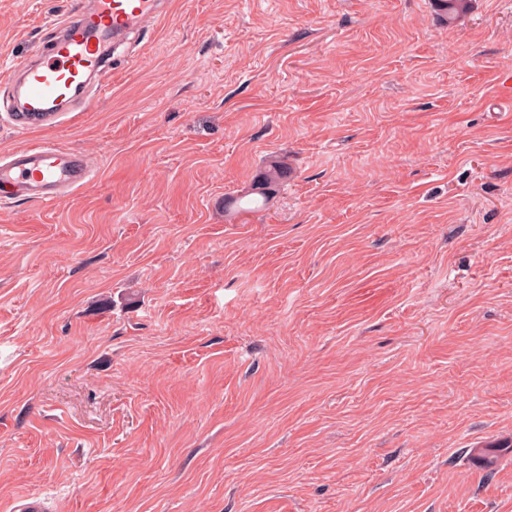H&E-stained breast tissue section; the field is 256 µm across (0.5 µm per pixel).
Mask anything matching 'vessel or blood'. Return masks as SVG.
Returning a JSON list of instances; mask_svg holds the SVG:
<instances>
[{
	"label": "vessel or blood",
	"instance_id": "1",
	"mask_svg": "<svg viewBox=\"0 0 512 512\" xmlns=\"http://www.w3.org/2000/svg\"><path fill=\"white\" fill-rule=\"evenodd\" d=\"M165 0H77L37 61L0 74L18 87L16 126L50 120L74 104L88 106L112 77V40L135 35L163 15ZM91 180L84 155L52 146H22L0 157V201L52 203Z\"/></svg>",
	"mask_w": 512,
	"mask_h": 512
}]
</instances>
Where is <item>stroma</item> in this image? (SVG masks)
I'll list each match as a JSON object with an SVG mask.
<instances>
[{"label": "stroma", "mask_w": 512, "mask_h": 512, "mask_svg": "<svg viewBox=\"0 0 512 512\" xmlns=\"http://www.w3.org/2000/svg\"><path fill=\"white\" fill-rule=\"evenodd\" d=\"M71 3L0 0V69ZM114 55L41 124L0 84V155L93 169L0 203V512H512V0H171ZM91 180L85 156L52 146H22L0 157V201L52 203ZM286 177L287 170L284 165L279 161H271L257 184V187L253 188L251 192L248 191V194L238 198V210L242 212H254L263 209L277 194L282 181ZM251 195H257L258 197H252ZM242 204L253 206H243Z\"/></svg>", "instance_id": "stroma-1"}]
</instances>
